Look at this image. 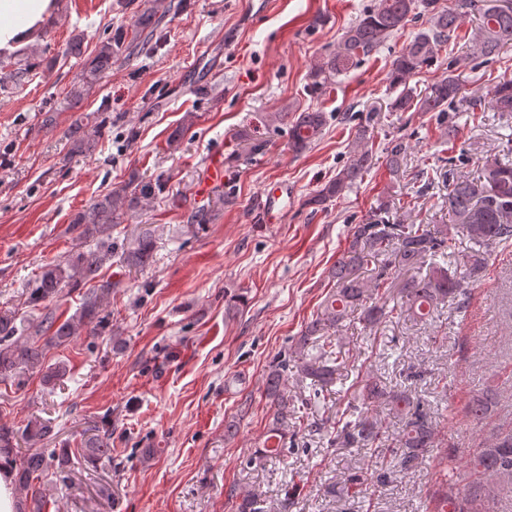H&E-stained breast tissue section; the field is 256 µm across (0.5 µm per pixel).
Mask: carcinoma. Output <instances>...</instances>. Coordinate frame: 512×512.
<instances>
[{
    "label": "carcinoma",
    "instance_id": "1",
    "mask_svg": "<svg viewBox=\"0 0 512 512\" xmlns=\"http://www.w3.org/2000/svg\"><path fill=\"white\" fill-rule=\"evenodd\" d=\"M148 7L139 11L132 28L114 36L98 40L94 56L85 68L80 81L66 92L67 108L81 106L91 86L112 72V66L122 57L129 58L148 49L152 41L162 38V23L182 4L174 0H147ZM477 14L480 23L472 33L477 53L489 58L502 48L512 45V0H454L445 6L441 0H377L376 5L360 15L342 35L336 51L327 55L313 75L312 87L317 89L331 76L353 70L366 57L375 53L388 38L404 29L408 23L425 20L412 42L396 55L388 72L389 88L400 93L390 103L394 112H433L439 120L440 138L453 148L459 130L448 119V109L464 100V90L456 71L460 61L448 63V74L435 81L423 95H415L407 87L410 77L437 62L457 38L463 20ZM0 65L11 68V77L18 87L37 75L40 62L34 57L21 58L6 54ZM467 108L489 110L501 116H512V79L499 78L491 82L484 97L468 102ZM327 117L319 111L300 112L289 121V148L300 153L308 149L322 134ZM96 133L75 127L70 133V153L89 156L97 148ZM406 145L393 141L387 147V162L392 176L399 175L404 164ZM373 156L362 147L349 162L323 184L305 204L321 205L338 199L363 180L372 166ZM160 181H144L135 172L117 188L99 196L85 210L78 213L73 223L83 225V234H99L103 240L93 248L75 252L65 263L47 264L38 275L30 300L51 305L59 301L64 288L74 281L90 285L79 313L64 320L49 310L34 336L50 334L49 341L58 345L78 335L82 328L94 336L105 324L100 316L103 305L112 294V284L99 283L103 267L112 260V225L140 210L145 202L160 190ZM394 202L386 199L370 210L361 223L354 225L348 235L347 247L328 270L333 287L297 339L302 362L297 366L298 376L314 384L327 386L346 368L348 355L335 336L350 316L358 311L368 327L387 321L400 312L416 322L426 323L433 318L438 306L456 298L477 277L486 264L490 249L512 243V159L494 157L486 161L476 178L456 175L448 179L447 194L441 206L448 209L451 224H405L392 222L388 213ZM465 231L478 249L469 256L463 271L441 266L437 259L448 256L446 243L449 231ZM154 241L151 234L139 235L134 246L123 253V263L133 268L146 267L152 258ZM398 269L408 277L398 283L389 282V270ZM394 300L388 306L387 299ZM28 327L17 323L15 315L0 312V378L5 380L42 366L43 352L35 345L33 336L26 335ZM68 373L61 362L42 372L46 385H55ZM288 364L269 366L266 374V397L270 421L263 447L246 459V466L278 460L288 440L289 417L297 414L298 397L288 391L285 378ZM360 398L364 411L336 429L334 440L346 448H366L377 453L391 452L389 467L408 472L415 469L433 447L435 433L422 408L418 391L410 388L391 389L378 378L360 379ZM500 387L489 383L470 398L467 414L480 427L496 412ZM383 407L400 424L396 435L384 430L382 422L370 415L376 407ZM16 440L13 429L0 426V458L7 460L14 473L17 489L26 491L34 479L49 474L50 468L64 470L75 462H96L109 459L112 448L103 438L92 435L81 443L78 455L64 452L59 456H45L41 452L24 456L13 454ZM465 462L468 481L459 488L454 474ZM442 479L431 493L435 512H500L498 505L504 495L512 497V427L497 429L489 444L473 449L468 457L450 448L441 457ZM235 512H263L261 492L250 490L239 495Z\"/></svg>",
    "mask_w": 512,
    "mask_h": 512
}]
</instances>
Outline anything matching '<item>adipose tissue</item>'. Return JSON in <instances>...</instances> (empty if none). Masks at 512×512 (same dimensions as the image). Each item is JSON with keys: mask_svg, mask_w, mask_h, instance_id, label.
<instances>
[{"mask_svg": "<svg viewBox=\"0 0 512 512\" xmlns=\"http://www.w3.org/2000/svg\"><path fill=\"white\" fill-rule=\"evenodd\" d=\"M56 11V0H0V49L32 44Z\"/></svg>", "mask_w": 512, "mask_h": 512, "instance_id": "ef3b65f1", "label": "adipose tissue"}]
</instances>
